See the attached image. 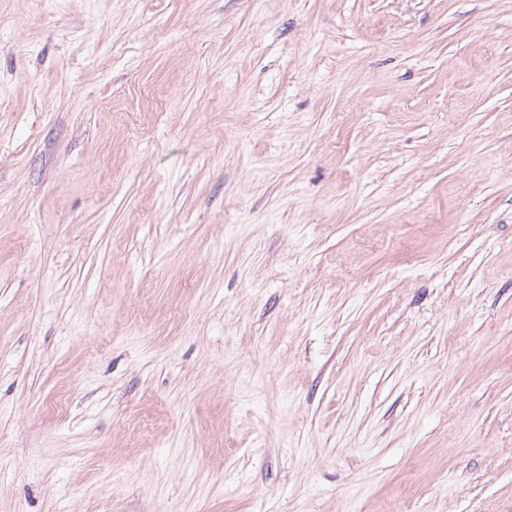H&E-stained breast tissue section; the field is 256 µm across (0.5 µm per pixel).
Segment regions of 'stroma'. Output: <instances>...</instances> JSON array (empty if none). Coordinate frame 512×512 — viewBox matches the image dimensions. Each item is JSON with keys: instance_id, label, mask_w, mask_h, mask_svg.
<instances>
[{"instance_id": "stroma-1", "label": "stroma", "mask_w": 512, "mask_h": 512, "mask_svg": "<svg viewBox=\"0 0 512 512\" xmlns=\"http://www.w3.org/2000/svg\"><path fill=\"white\" fill-rule=\"evenodd\" d=\"M0 512H512V0H0Z\"/></svg>"}]
</instances>
